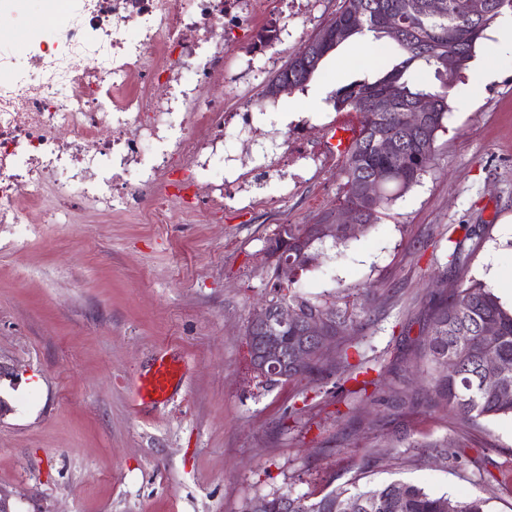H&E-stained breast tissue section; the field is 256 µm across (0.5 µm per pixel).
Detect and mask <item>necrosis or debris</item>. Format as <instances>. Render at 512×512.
Wrapping results in <instances>:
<instances>
[{
    "instance_id": "necrosis-or-debris-1",
    "label": "necrosis or debris",
    "mask_w": 512,
    "mask_h": 512,
    "mask_svg": "<svg viewBox=\"0 0 512 512\" xmlns=\"http://www.w3.org/2000/svg\"><path fill=\"white\" fill-rule=\"evenodd\" d=\"M254 4L0 0L18 24L0 43V224H63L77 205L109 219L134 212L146 189L158 223L221 206L199 154L216 148L224 115L197 111L181 87L223 77L216 20L248 19Z\"/></svg>"
}]
</instances>
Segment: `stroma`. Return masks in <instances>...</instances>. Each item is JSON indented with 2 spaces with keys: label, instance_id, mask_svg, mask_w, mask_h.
<instances>
[{
  "label": "stroma",
  "instance_id": "1",
  "mask_svg": "<svg viewBox=\"0 0 512 512\" xmlns=\"http://www.w3.org/2000/svg\"><path fill=\"white\" fill-rule=\"evenodd\" d=\"M251 19L224 20V82L200 87L199 111L224 105L227 152L264 159L269 176L220 213L144 214L106 221L78 207L70 222L0 224V491L11 512H246L291 490L322 495L359 471L454 499L481 497L512 512V417L462 425L422 397L421 344L448 292V240L477 224L465 275L498 289L512 278V59L491 56V27L474 61L495 72L481 98L474 69L450 95L437 160L377 224L325 243L300 286L315 297L371 286L349 350L369 378L342 387L299 379L252 381L245 331L266 294L259 257L279 224H314L343 190L342 159L323 161L348 112L329 103L376 79L398 55L391 39L359 56L344 43L307 87L263 98L299 45L329 23L339 0H257ZM277 37L261 45L268 28ZM262 100L248 147L231 134ZM178 359L168 400L141 404L135 384L158 355ZM455 448L459 459L436 452Z\"/></svg>",
  "mask_w": 512,
  "mask_h": 512
}]
</instances>
